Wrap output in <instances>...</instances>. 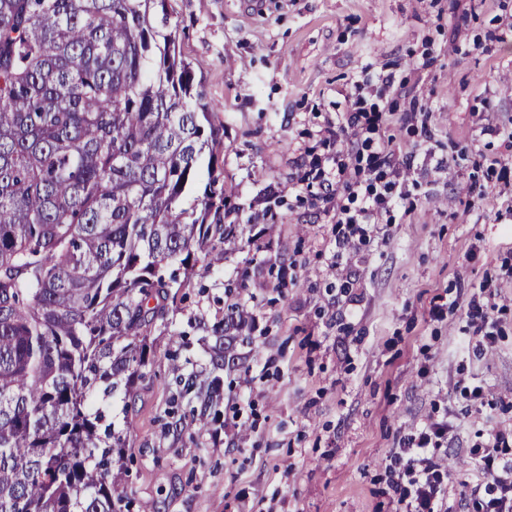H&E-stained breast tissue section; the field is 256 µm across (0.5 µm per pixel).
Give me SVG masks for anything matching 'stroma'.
I'll return each instance as SVG.
<instances>
[{
	"mask_svg": "<svg viewBox=\"0 0 512 512\" xmlns=\"http://www.w3.org/2000/svg\"><path fill=\"white\" fill-rule=\"evenodd\" d=\"M194 85L222 130L226 223L212 275L183 288L153 332L149 377L128 415L123 482L150 512H398L395 455L448 419L444 501L475 512L473 448L512 457V0H165ZM396 71L405 99L381 139L409 195L376 233L336 249V224L301 193L356 81ZM424 123L405 122L409 105ZM487 309L494 339L466 311ZM250 344L224 373L227 429L168 428L175 385L210 369L230 304Z\"/></svg>",
	"mask_w": 512,
	"mask_h": 512,
	"instance_id": "stroma-1",
	"label": "stroma"
}]
</instances>
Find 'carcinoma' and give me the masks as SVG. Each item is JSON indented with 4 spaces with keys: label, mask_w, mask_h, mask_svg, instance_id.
I'll return each mask as SVG.
<instances>
[{
    "label": "carcinoma",
    "mask_w": 512,
    "mask_h": 512,
    "mask_svg": "<svg viewBox=\"0 0 512 512\" xmlns=\"http://www.w3.org/2000/svg\"><path fill=\"white\" fill-rule=\"evenodd\" d=\"M163 2L0 0V512L127 509L94 394L135 404L157 322L238 236L225 192L188 200L221 137ZM244 327L228 307L209 376L175 377L201 433Z\"/></svg>",
    "instance_id": "obj_1"
}]
</instances>
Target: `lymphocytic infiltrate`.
Listing matches in <instances>:
<instances>
[{"instance_id":"f902f5d3","label":"lymphocytic infiltrate","mask_w":512,"mask_h":512,"mask_svg":"<svg viewBox=\"0 0 512 512\" xmlns=\"http://www.w3.org/2000/svg\"><path fill=\"white\" fill-rule=\"evenodd\" d=\"M376 91L379 100L402 96L403 81L395 73L356 83L357 99L350 107L337 111L336 120L327 129L328 143L340 142L344 134H352L351 152L365 159V167L348 170L345 164L326 166L310 164L301 178L303 184L314 188L315 196L325 202H335L336 222L340 225H364L373 232L372 221L380 212L390 211L397 203L394 182L386 178L397 155L392 144L374 140L383 121L378 103L365 105V90ZM448 438L447 421L426 424L417 437L408 439L397 455L403 463L405 483L399 484V499L403 512H442L446 492L445 473L432 454ZM502 436H495L494 445L478 457L480 473L485 480V494L479 506L481 512H512V459L501 458L498 448Z\"/></svg>"}]
</instances>
